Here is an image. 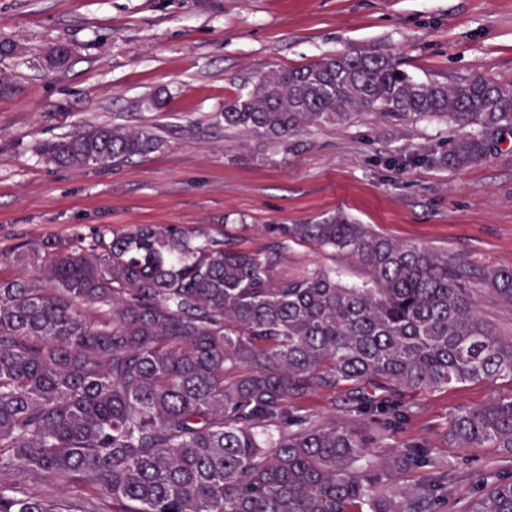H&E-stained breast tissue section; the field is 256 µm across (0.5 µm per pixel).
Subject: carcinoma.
<instances>
[{"label":"carcinoma","mask_w":512,"mask_h":512,"mask_svg":"<svg viewBox=\"0 0 512 512\" xmlns=\"http://www.w3.org/2000/svg\"><path fill=\"white\" fill-rule=\"evenodd\" d=\"M366 112L471 128L429 158L470 167L512 137V83L419 81L363 47L269 70L220 117L226 131L281 142ZM163 146L150 126L103 124L43 152L83 167ZM268 231L277 244L263 256L167 224L0 253V265L34 268L0 276V512H438L448 466L437 447H392L411 413L402 397L512 380V338L462 287L478 280L512 309V269L462 265L340 210ZM290 244L349 254L367 278L280 276ZM336 389L352 426L292 403ZM446 440L512 451V395L455 409ZM371 448L392 452L374 465ZM420 464L432 477L406 484ZM466 512H512V480Z\"/></svg>","instance_id":"cac0c4a2"}]
</instances>
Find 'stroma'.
<instances>
[{
	"label": "stroma",
	"instance_id": "stroma-1",
	"mask_svg": "<svg viewBox=\"0 0 512 512\" xmlns=\"http://www.w3.org/2000/svg\"><path fill=\"white\" fill-rule=\"evenodd\" d=\"M0 252L28 238L133 224L236 225L241 246H274L264 224L343 210L400 241L512 268V143L468 168L423 155L464 128L364 115L285 143L225 130L226 104L264 72L357 47L392 51L416 79L512 81V0H0ZM153 126L162 149L116 165L64 168L43 145L99 124ZM365 279L353 257L290 245L278 275L320 268ZM512 394V380L406 396L393 440L425 438L448 465V504L512 474V453L443 443L450 412Z\"/></svg>",
	"mask_w": 512,
	"mask_h": 512
}]
</instances>
